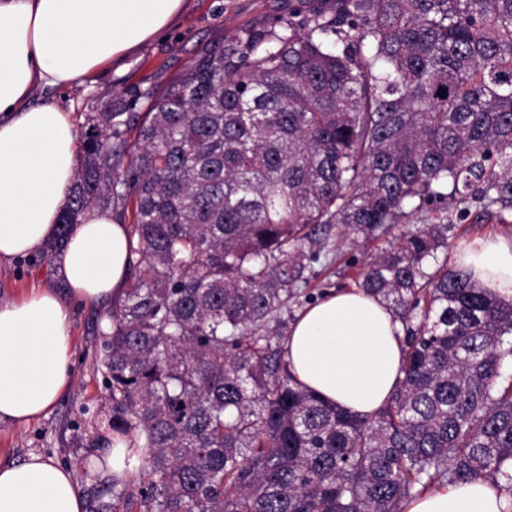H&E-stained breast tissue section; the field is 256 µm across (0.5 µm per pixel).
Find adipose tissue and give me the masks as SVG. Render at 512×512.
I'll use <instances>...</instances> for the list:
<instances>
[{
  "label": "adipose tissue",
  "mask_w": 512,
  "mask_h": 512,
  "mask_svg": "<svg viewBox=\"0 0 512 512\" xmlns=\"http://www.w3.org/2000/svg\"><path fill=\"white\" fill-rule=\"evenodd\" d=\"M185 0H0V261L41 250L57 223L78 163L71 113L36 105L42 87L84 84L165 31ZM129 227L90 211L56 261L66 296L35 288L0 299V421L45 416L72 384L67 299L101 301L127 285ZM484 288L512 299V240L489 235L454 256ZM401 325L354 288L302 311L285 340L296 380L323 399L369 416L400 377ZM69 469L33 454L0 463V512H84ZM404 512H512V495L480 477L408 502Z\"/></svg>",
  "instance_id": "1"
}]
</instances>
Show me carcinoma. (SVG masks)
<instances>
[{
  "label": "carcinoma",
  "mask_w": 512,
  "mask_h": 512,
  "mask_svg": "<svg viewBox=\"0 0 512 512\" xmlns=\"http://www.w3.org/2000/svg\"><path fill=\"white\" fill-rule=\"evenodd\" d=\"M446 97H440V94ZM91 112L46 253L94 210L129 223L99 363L123 476L94 512H402L512 460V302L448 249V204L512 212V0H336L202 52ZM356 285L402 324L370 417L299 384L284 346L310 264L367 246Z\"/></svg>",
  "instance_id": "cac0c4a2"
}]
</instances>
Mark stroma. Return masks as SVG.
I'll return each instance as SVG.
<instances>
[{
  "mask_svg": "<svg viewBox=\"0 0 512 512\" xmlns=\"http://www.w3.org/2000/svg\"><path fill=\"white\" fill-rule=\"evenodd\" d=\"M306 0H188L180 19L169 29L97 74L93 81L68 89H48L37 101H48L72 112L76 133L85 130V115L108 111L112 104L129 99L132 91L159 89L180 76L203 51L224 44L232 35L263 27L307 10ZM455 223L448 238L449 252H456L475 238L505 233L512 223L484 215L470 202L466 215L450 212ZM368 251L343 241L342 256L332 264L313 263L314 278L307 295L291 305V314L321 300L331 290L354 287L358 269ZM57 287L52 257L38 252L0 263V298L22 296L32 284ZM104 305L82 304L73 310V381L69 391L46 416L27 424L0 422V462H21L38 453L70 469L85 502H92L108 483L101 467L109 454L105 448L88 447L95 432L105 429L108 391L98 369L101 336L98 320Z\"/></svg>",
  "mask_w": 512,
  "mask_h": 512,
  "instance_id": "1",
  "label": "stroma"
}]
</instances>
